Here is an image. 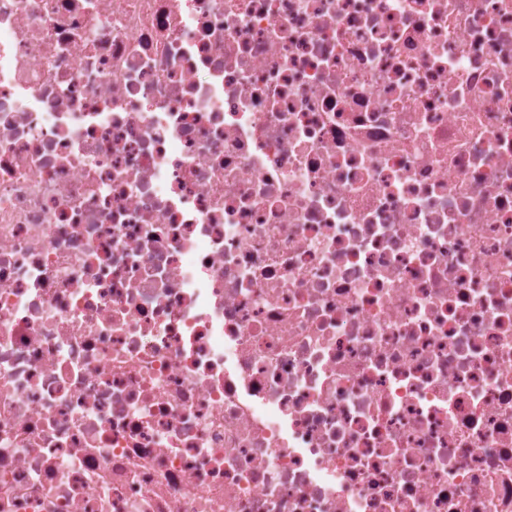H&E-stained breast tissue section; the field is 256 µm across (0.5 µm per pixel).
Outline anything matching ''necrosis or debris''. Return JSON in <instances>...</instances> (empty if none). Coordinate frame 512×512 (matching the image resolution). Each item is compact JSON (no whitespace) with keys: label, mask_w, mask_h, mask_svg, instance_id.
I'll return each mask as SVG.
<instances>
[{"label":"necrosis or debris","mask_w":512,"mask_h":512,"mask_svg":"<svg viewBox=\"0 0 512 512\" xmlns=\"http://www.w3.org/2000/svg\"><path fill=\"white\" fill-rule=\"evenodd\" d=\"M0 512H512V0H0Z\"/></svg>","instance_id":"1"}]
</instances>
